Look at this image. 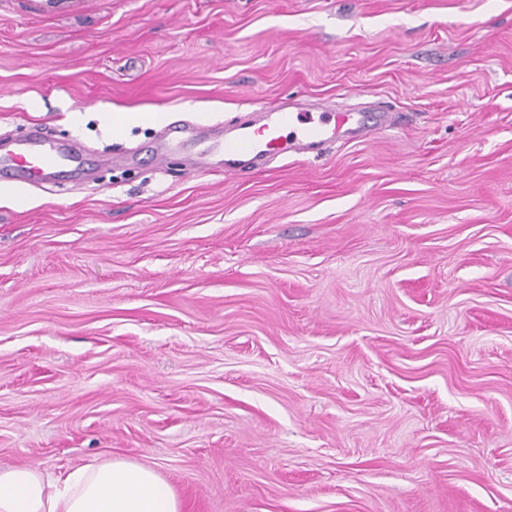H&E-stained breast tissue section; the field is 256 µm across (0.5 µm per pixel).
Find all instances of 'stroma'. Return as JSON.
<instances>
[{"label": "stroma", "instance_id": "obj_1", "mask_svg": "<svg viewBox=\"0 0 512 512\" xmlns=\"http://www.w3.org/2000/svg\"><path fill=\"white\" fill-rule=\"evenodd\" d=\"M291 97L394 123L203 174L104 119ZM37 124L94 175L0 184L1 470L512 512V0H0V140Z\"/></svg>", "mask_w": 512, "mask_h": 512}]
</instances>
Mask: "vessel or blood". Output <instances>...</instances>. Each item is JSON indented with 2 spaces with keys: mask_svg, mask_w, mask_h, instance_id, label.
Wrapping results in <instances>:
<instances>
[{
  "mask_svg": "<svg viewBox=\"0 0 512 512\" xmlns=\"http://www.w3.org/2000/svg\"><path fill=\"white\" fill-rule=\"evenodd\" d=\"M381 109L338 111L335 104L314 108L291 101L273 110L257 112L251 120L227 128L194 125L166 126L160 149L196 145L192 155L195 170H232L242 163L261 162L283 154H306L343 139L370 138L383 125ZM80 143L58 147L35 133L6 158L0 159V180L24 176L34 183L64 164H82Z\"/></svg>",
  "mask_w": 512,
  "mask_h": 512,
  "instance_id": "b4317fda",
  "label": "vessel or blood"
}]
</instances>
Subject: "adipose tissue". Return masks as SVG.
<instances>
[{
	"instance_id": "ef3b65f1",
	"label": "adipose tissue",
	"mask_w": 512,
	"mask_h": 512,
	"mask_svg": "<svg viewBox=\"0 0 512 512\" xmlns=\"http://www.w3.org/2000/svg\"><path fill=\"white\" fill-rule=\"evenodd\" d=\"M0 512H181L151 466L113 459L50 481L34 466L0 471Z\"/></svg>"
}]
</instances>
